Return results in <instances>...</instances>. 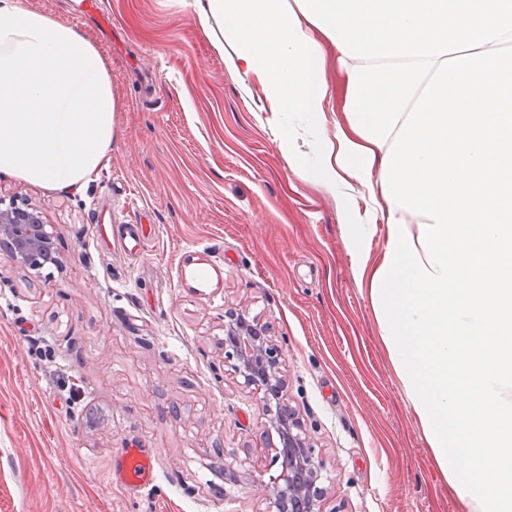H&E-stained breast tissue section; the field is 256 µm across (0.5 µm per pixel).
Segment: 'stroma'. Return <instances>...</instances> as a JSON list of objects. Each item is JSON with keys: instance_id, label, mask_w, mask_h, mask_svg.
<instances>
[{"instance_id": "obj_1", "label": "stroma", "mask_w": 512, "mask_h": 512, "mask_svg": "<svg viewBox=\"0 0 512 512\" xmlns=\"http://www.w3.org/2000/svg\"><path fill=\"white\" fill-rule=\"evenodd\" d=\"M111 64L112 163L83 193L0 174L41 212L51 270L0 247V512H269L255 485L279 438L224 369V314L282 347L285 398L322 465V512H465L404 402L336 205L294 175L263 90L224 65L190 0H27ZM152 224L136 258L96 222ZM157 482L111 483L119 448Z\"/></svg>"}]
</instances>
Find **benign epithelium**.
<instances>
[{
    "label": "benign epithelium",
    "mask_w": 512,
    "mask_h": 512,
    "mask_svg": "<svg viewBox=\"0 0 512 512\" xmlns=\"http://www.w3.org/2000/svg\"><path fill=\"white\" fill-rule=\"evenodd\" d=\"M50 225L40 212L4 205L0 199V241L9 243L15 262L35 267L54 254ZM282 352L267 339L262 325L243 314H229L224 323V362L243 378L246 387L260 395L264 415L279 435L277 467L259 480L268 493L271 512H321L322 489L317 485L321 463L315 460L306 431L286 404L271 408L281 399L279 375Z\"/></svg>",
    "instance_id": "7a95c632"
}]
</instances>
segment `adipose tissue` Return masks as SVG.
I'll list each match as a JSON object with an SVG mask.
<instances>
[{
	"label": "adipose tissue",
	"mask_w": 512,
	"mask_h": 512,
	"mask_svg": "<svg viewBox=\"0 0 512 512\" xmlns=\"http://www.w3.org/2000/svg\"><path fill=\"white\" fill-rule=\"evenodd\" d=\"M191 4L226 67L262 84L290 170L335 202L439 471L466 512H512V0ZM116 112L87 37L0 0V174L82 191L111 162ZM326 67L330 84L329 94L333 96L335 108L336 103L340 107L344 97V85L336 64V51L329 47H326Z\"/></svg>",
	"instance_id": "ef3b65f1"
}]
</instances>
